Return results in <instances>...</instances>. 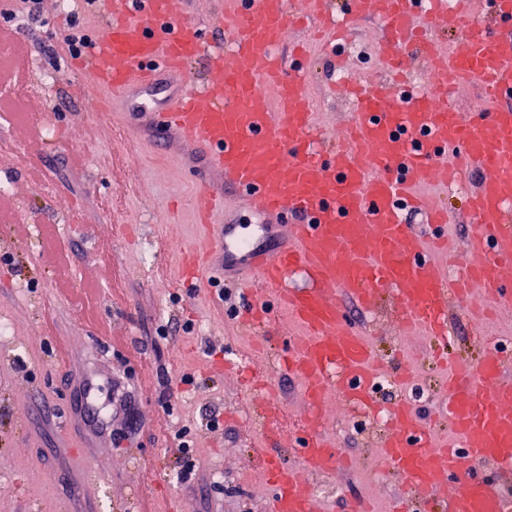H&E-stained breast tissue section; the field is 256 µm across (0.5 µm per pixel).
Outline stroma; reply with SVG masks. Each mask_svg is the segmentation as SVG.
Returning <instances> with one entry per match:
<instances>
[{"instance_id": "1", "label": "stroma", "mask_w": 512, "mask_h": 512, "mask_svg": "<svg viewBox=\"0 0 512 512\" xmlns=\"http://www.w3.org/2000/svg\"><path fill=\"white\" fill-rule=\"evenodd\" d=\"M74 0H43L42 19L0 37V512H268L259 449L294 455L284 437L302 426L301 383L271 372L292 327L274 317L276 336L256 349L249 330L228 318L217 292H199L178 276L181 252L200 235L191 207L197 160L181 145L160 148L150 116L115 100L85 108L79 60L51 65L45 46L61 47ZM389 33L354 23L344 59L313 49L310 93L328 133L350 118L339 76L381 77L376 50ZM56 82L36 89L35 72ZM347 312L370 336L385 374L395 354L417 372L409 388L378 390L381 402L404 396L434 412L444 375L422 336H401L396 313ZM191 331H184L185 323ZM154 368L138 371L139 359ZM272 378L280 399L277 428L261 436L245 412L250 401L225 359ZM327 439L350 468L315 479L322 512H345L370 499L388 512L409 493L396 475L375 477L376 428L328 400ZM220 426L211 429V416ZM193 443L194 477L176 434ZM97 484L77 475L82 464Z\"/></svg>"}]
</instances>
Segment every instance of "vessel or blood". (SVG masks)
<instances>
[{
    "instance_id": "1",
    "label": "vessel or blood",
    "mask_w": 512,
    "mask_h": 512,
    "mask_svg": "<svg viewBox=\"0 0 512 512\" xmlns=\"http://www.w3.org/2000/svg\"><path fill=\"white\" fill-rule=\"evenodd\" d=\"M229 18L219 41L187 16L185 0H102L105 33L86 62V81L120 99L150 91L157 74L181 75L205 60L211 77L179 85L160 114L204 155L225 190L243 197L259 224L219 221L222 192L197 177L199 242L185 249L183 273L205 287L201 259L222 256L246 295L245 327L266 331L271 306L285 308L297 329L280 360L302 385L308 418L297 437L298 464L276 451L257 455L269 489V512H319L311 475L339 464L324 436L329 396L375 416L376 359L366 333L344 309L352 299L375 310L382 294L399 306L403 334L448 336V306L472 318L512 319V0H488L472 14L470 0H225ZM430 28L417 46L406 36L415 12ZM462 23L459 45L436 37L448 17ZM359 20L396 33L378 50L386 77L355 85L352 121L343 141L326 140L302 72L287 74L279 48L299 23L331 39ZM430 71L416 84L409 65ZM478 86L479 111L460 112L450 95ZM427 183L468 186L471 229L464 247L448 238V211L415 193ZM423 211L428 232L402 221L404 209ZM466 263L449 274L452 256ZM303 274L308 284L289 286ZM447 392L428 423L416 405L398 402L379 443L384 467L417 496L392 512H512V350L499 336L484 339L481 357L446 374ZM254 411L263 428L274 423L276 396L260 384ZM451 427L439 436L438 421Z\"/></svg>"
}]
</instances>
